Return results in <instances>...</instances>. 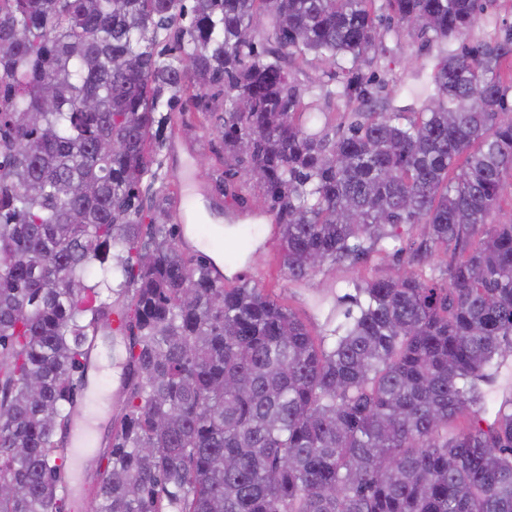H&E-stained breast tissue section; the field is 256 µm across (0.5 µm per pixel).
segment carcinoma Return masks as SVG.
Here are the masks:
<instances>
[{
	"mask_svg": "<svg viewBox=\"0 0 512 512\" xmlns=\"http://www.w3.org/2000/svg\"><path fill=\"white\" fill-rule=\"evenodd\" d=\"M483 0H0V512H62L88 346L127 339L123 413L90 512H512V33L444 53L406 116L358 65L401 30L443 45ZM313 55L327 80L293 73ZM350 66L344 67L339 61ZM336 98L337 139L294 121ZM202 114L275 215L299 280L422 227L399 274L315 335L187 259L145 206L153 144ZM464 165L456 168L460 157ZM450 252L439 284L418 267ZM125 300L102 299V291Z\"/></svg>",
	"mask_w": 512,
	"mask_h": 512,
	"instance_id": "carcinoma-1",
	"label": "carcinoma"
}]
</instances>
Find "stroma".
Listing matches in <instances>:
<instances>
[{"label": "stroma", "instance_id": "obj_1", "mask_svg": "<svg viewBox=\"0 0 512 512\" xmlns=\"http://www.w3.org/2000/svg\"><path fill=\"white\" fill-rule=\"evenodd\" d=\"M511 29L512 0H491L472 27L449 41L448 49L453 52L463 46L499 41ZM439 59V47L426 45L416 34L387 36L372 61L361 67L362 74L384 85L373 108L386 103L406 113L420 111L435 92L432 75ZM295 119L311 131L339 135L347 130L352 114L332 99L315 102L311 112L296 114ZM166 135L155 159L168 187L154 205L167 212L171 223L197 227L185 252L219 264L226 287L248 282L265 288L317 333L331 315L334 296L354 293L356 284L364 279L394 274V264L373 253L364 262L327 263L304 279H289L281 263L276 226L270 214L260 212L256 188L240 186L235 198L215 188L223 169L217 134L206 128L198 114L188 112L174 115ZM97 344L112 361V371L102 381L108 395L102 419L108 422L122 399L126 352L118 335L98 337Z\"/></svg>", "mask_w": 512, "mask_h": 512}]
</instances>
